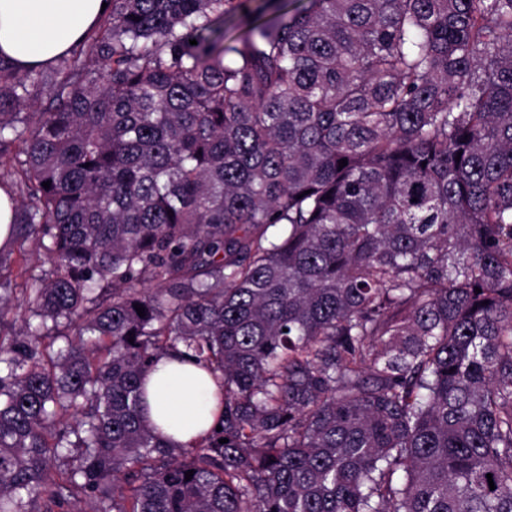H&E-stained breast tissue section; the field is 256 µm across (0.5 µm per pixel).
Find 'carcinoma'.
<instances>
[{"label":"carcinoma","instance_id":"carcinoma-1","mask_svg":"<svg viewBox=\"0 0 512 512\" xmlns=\"http://www.w3.org/2000/svg\"><path fill=\"white\" fill-rule=\"evenodd\" d=\"M242 6L0 58V512H512V0ZM176 349L192 448L143 419ZM214 377L182 362L176 351L157 359L146 385L147 419L169 445L180 448L204 436L224 412Z\"/></svg>","mask_w":512,"mask_h":512}]
</instances>
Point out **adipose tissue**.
<instances>
[{
  "instance_id": "ef3b65f1",
  "label": "adipose tissue",
  "mask_w": 512,
  "mask_h": 512,
  "mask_svg": "<svg viewBox=\"0 0 512 512\" xmlns=\"http://www.w3.org/2000/svg\"><path fill=\"white\" fill-rule=\"evenodd\" d=\"M103 0H0V57L18 68L46 65L67 52L105 16ZM214 377L184 362L178 352L160 356L146 385L147 419L169 445L180 448L204 436L224 412Z\"/></svg>"
}]
</instances>
